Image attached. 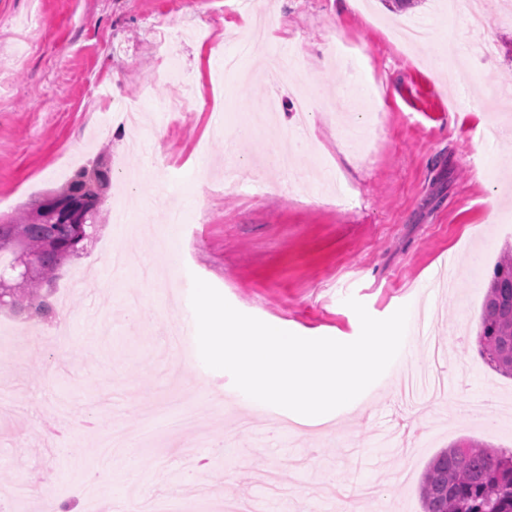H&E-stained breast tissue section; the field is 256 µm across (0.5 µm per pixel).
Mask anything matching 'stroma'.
Listing matches in <instances>:
<instances>
[{"mask_svg":"<svg viewBox=\"0 0 512 512\" xmlns=\"http://www.w3.org/2000/svg\"><path fill=\"white\" fill-rule=\"evenodd\" d=\"M442 2L253 0L275 24L242 66L293 50L303 91L340 106L316 108L295 152L303 170L329 168L334 185L285 188L270 160L293 129L290 111L258 122L267 81L223 72V57L193 36L176 59L212 111H151L146 126L98 129L97 79L127 102L179 96L154 50L160 22L214 31L223 56L237 53L249 21L225 0H0V214L96 160L111 176L94 245L53 283L69 324L44 323L39 355L0 352V505L19 495L18 512H36L45 481L61 502L91 482L101 500L132 508L175 487L181 512L223 498L257 512L327 501L333 512H422L421 478L440 451L464 440L512 449V378L476 342L495 265L512 249V136H481L512 91V22L490 0L488 27L472 32ZM32 13L44 18L36 32L22 24ZM399 23L426 28L429 41L402 46ZM445 41L488 43L492 57L442 71L433 48ZM155 155L166 160L158 176L122 178ZM228 168L246 189L225 187ZM196 276L303 337L356 339L349 297L378 319L403 305L427 313L431 333L358 400L307 425L254 406L199 354L168 348L172 326L196 323ZM183 405L194 425L143 438Z\"/></svg>","mask_w":512,"mask_h":512,"instance_id":"35a3bbf8","label":"stroma"}]
</instances>
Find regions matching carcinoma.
<instances>
[{"instance_id": "carcinoma-1", "label": "carcinoma", "mask_w": 512, "mask_h": 512, "mask_svg": "<svg viewBox=\"0 0 512 512\" xmlns=\"http://www.w3.org/2000/svg\"><path fill=\"white\" fill-rule=\"evenodd\" d=\"M109 169L97 165L79 171L52 195L80 202L86 223L68 224L61 219H40L43 199L31 202L17 216L0 217V255L10 256L13 270L19 253L31 257L33 269L10 293L0 296V309L28 319L48 320L54 314L43 286L52 282L67 262L86 253L100 221ZM480 354L503 376L512 377V249L495 267L485 298L477 334ZM423 512H512V449L493 450L479 443L454 446L437 454L421 482Z\"/></svg>"}]
</instances>
